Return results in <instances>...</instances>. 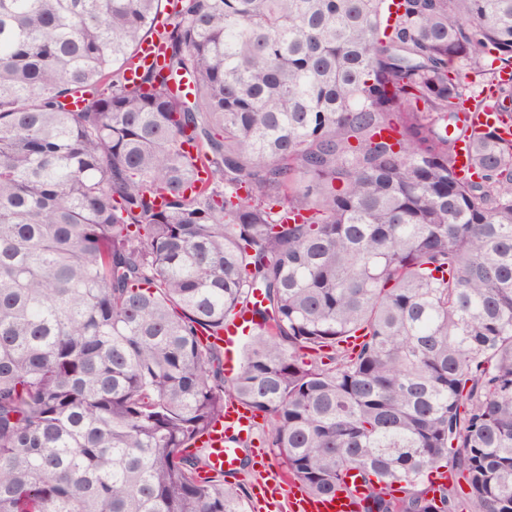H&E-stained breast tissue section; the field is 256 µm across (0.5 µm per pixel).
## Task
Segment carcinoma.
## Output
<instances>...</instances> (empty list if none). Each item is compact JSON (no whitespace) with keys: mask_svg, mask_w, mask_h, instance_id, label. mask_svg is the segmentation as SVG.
Returning a JSON list of instances; mask_svg holds the SVG:
<instances>
[{"mask_svg":"<svg viewBox=\"0 0 512 512\" xmlns=\"http://www.w3.org/2000/svg\"><path fill=\"white\" fill-rule=\"evenodd\" d=\"M511 67L512 0H0V512H251L227 403L310 493L512 512V141L459 114Z\"/></svg>","mask_w":512,"mask_h":512,"instance_id":"obj_1","label":"carcinoma"}]
</instances>
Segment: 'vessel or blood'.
<instances>
[{
    "instance_id": "obj_1",
    "label": "vessel or blood",
    "mask_w": 512,
    "mask_h": 512,
    "mask_svg": "<svg viewBox=\"0 0 512 512\" xmlns=\"http://www.w3.org/2000/svg\"><path fill=\"white\" fill-rule=\"evenodd\" d=\"M469 124L498 123L502 139L512 140V123L499 122L497 115L488 109L465 107ZM251 420L246 409L237 404L224 407V418L212 431L201 437L200 447L209 452L207 475L232 477L239 472L240 450L231 443V436L247 437ZM262 479L256 485L254 498L262 512H357L362 491L347 492L337 489L328 497L316 496L300 485L286 482L280 472L274 471L269 462H262Z\"/></svg>"
}]
</instances>
